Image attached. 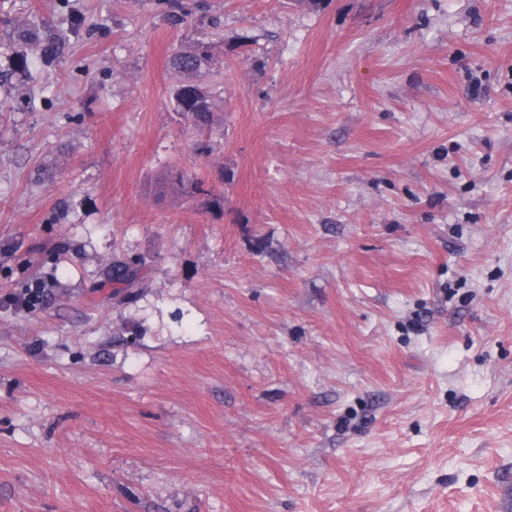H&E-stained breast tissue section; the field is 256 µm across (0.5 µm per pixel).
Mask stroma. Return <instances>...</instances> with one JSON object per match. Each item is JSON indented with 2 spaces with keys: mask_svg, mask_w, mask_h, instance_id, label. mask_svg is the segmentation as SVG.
I'll return each mask as SVG.
<instances>
[{
  "mask_svg": "<svg viewBox=\"0 0 512 512\" xmlns=\"http://www.w3.org/2000/svg\"><path fill=\"white\" fill-rule=\"evenodd\" d=\"M187 2L0 0V512H512V0ZM16 37L14 42L16 45L20 44L22 50H17L13 59L15 66L21 71H26L30 66L29 55L23 50L29 44L38 45L44 58L57 55L62 49L60 41L51 32L43 34L42 38L41 33L26 29L18 31ZM214 65L212 45L205 41H196L186 49L175 51L169 58L170 69L185 76L205 70L213 71ZM174 108L190 117L195 129L206 131L216 112L223 111L224 103L218 96L196 83H182L173 93ZM205 183L197 177L181 176L174 180H164L161 182V187L166 191L177 192L185 194L189 197L206 196V205L219 206L224 201L223 195H218L211 189H206Z\"/></svg>",
  "mask_w": 512,
  "mask_h": 512,
  "instance_id": "1",
  "label": "stroma"
}]
</instances>
